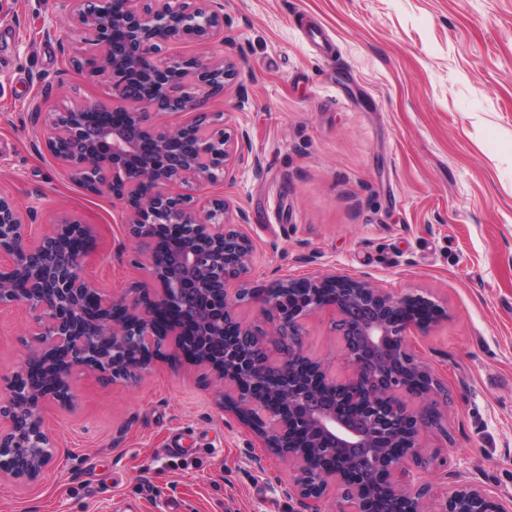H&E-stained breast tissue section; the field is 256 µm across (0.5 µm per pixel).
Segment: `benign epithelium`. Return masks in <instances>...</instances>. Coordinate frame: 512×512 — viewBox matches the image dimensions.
Here are the masks:
<instances>
[{"mask_svg": "<svg viewBox=\"0 0 512 512\" xmlns=\"http://www.w3.org/2000/svg\"><path fill=\"white\" fill-rule=\"evenodd\" d=\"M89 35L72 68L105 78L112 102L32 108L43 146L72 180L121 205L127 239L144 252L147 280L112 295L86 274L93 225L64 218L34 240L38 212L0 194V311L22 304L33 329L20 366L0 384V476L38 484L57 455L43 408L71 407L76 368L132 382L157 362L198 375L218 405L291 465L288 498L312 507L334 496L336 512H512L470 485L436 495L414 475L435 461L423 437L438 427L441 390L408 344L426 327L395 312L419 296L326 271L268 284L249 279L254 245L246 215L224 196L181 191L233 181L247 132L203 111L235 79L233 61L166 56L185 39L224 43L223 0H61ZM193 114L183 124L162 118ZM427 302L432 299L419 297ZM247 305L255 317L238 309ZM329 311L348 374L311 356L305 322Z\"/></svg>", "mask_w": 512, "mask_h": 512, "instance_id": "benign-epithelium-1", "label": "benign epithelium"}]
</instances>
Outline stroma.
<instances>
[{"mask_svg": "<svg viewBox=\"0 0 512 512\" xmlns=\"http://www.w3.org/2000/svg\"><path fill=\"white\" fill-rule=\"evenodd\" d=\"M59 0H0V192L40 214L97 227L86 271L121 294L143 270L109 195L75 185L30 120L99 99L70 71L83 35ZM236 77L204 109L250 136L224 194L247 215L255 279L336 270L430 297L446 311L410 333L441 385V426L423 472L512 498V0H224ZM65 73L43 97L41 80ZM32 315L0 312V376L13 373ZM72 408L45 410L60 452L40 485L0 479V512H302L288 462L216 406L193 375L156 364L135 382L74 372ZM178 441L182 454L170 453Z\"/></svg>", "mask_w": 512, "mask_h": 512, "instance_id": "obj_1", "label": "stroma"}]
</instances>
